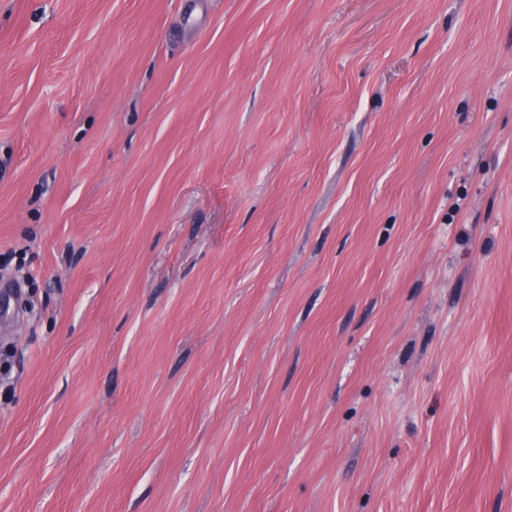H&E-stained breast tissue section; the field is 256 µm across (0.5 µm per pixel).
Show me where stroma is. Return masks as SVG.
<instances>
[{
    "label": "stroma",
    "mask_w": 512,
    "mask_h": 512,
    "mask_svg": "<svg viewBox=\"0 0 512 512\" xmlns=\"http://www.w3.org/2000/svg\"><path fill=\"white\" fill-rule=\"evenodd\" d=\"M0 512H512V0H0Z\"/></svg>",
    "instance_id": "stroma-1"
}]
</instances>
